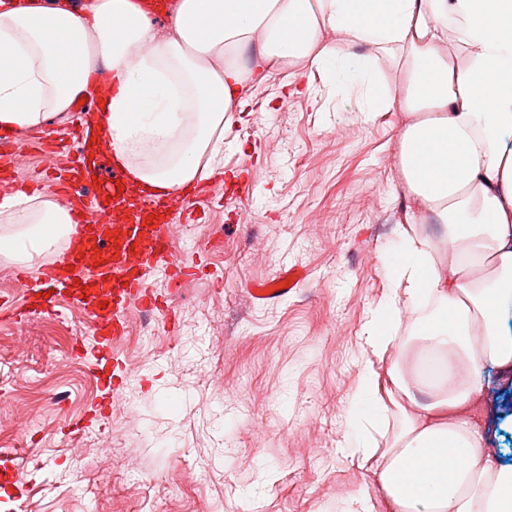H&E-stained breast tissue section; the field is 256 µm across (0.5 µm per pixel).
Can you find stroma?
Instances as JSON below:
<instances>
[{"instance_id": "35a3bbf8", "label": "stroma", "mask_w": 512, "mask_h": 512, "mask_svg": "<svg viewBox=\"0 0 512 512\" xmlns=\"http://www.w3.org/2000/svg\"><path fill=\"white\" fill-rule=\"evenodd\" d=\"M239 95L224 163L254 155L259 186L233 210L173 224L174 255L206 254L164 312L131 309L114 346L132 370L111 415L94 334L78 310L0 319V453L28 473L0 512H350L379 476L394 417L364 401L362 350L388 294L410 204L399 172L405 113L366 111L361 82L301 64ZM305 281L270 304L249 293L280 269ZM492 460L512 465V367H492L472 416Z\"/></svg>"}]
</instances>
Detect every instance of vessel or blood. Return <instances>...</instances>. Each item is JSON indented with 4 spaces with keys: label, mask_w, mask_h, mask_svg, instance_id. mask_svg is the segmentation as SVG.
Returning a JSON list of instances; mask_svg holds the SVG:
<instances>
[{
    "label": "vessel or blood",
    "mask_w": 512,
    "mask_h": 512,
    "mask_svg": "<svg viewBox=\"0 0 512 512\" xmlns=\"http://www.w3.org/2000/svg\"><path fill=\"white\" fill-rule=\"evenodd\" d=\"M99 92L96 86L82 91L83 102L71 111L65 126L28 138L15 132L0 135V183L17 180V151L22 144H31L48 160L52 192L68 203L72 218L60 245L37 273L19 268L17 278L27 292V304L11 318L18 322L36 312H56L62 299L80 305L95 330L97 361L110 367V379L125 380L130 373L113 362L112 347L127 332V312L133 306L157 308L147 280L159 269L167 277L169 297H177L190 263L174 257L169 228L198 221L200 207L212 196L203 183L190 195L175 190L142 197L127 172L110 163L106 148L97 164L89 165L80 146L81 121L97 108ZM89 166L102 174L101 184L82 177ZM303 277V270L293 266L274 280L255 284L250 293L267 303L295 290ZM22 473L16 456L0 457V488L16 487Z\"/></svg>",
    "instance_id": "vessel-or-blood-1"
}]
</instances>
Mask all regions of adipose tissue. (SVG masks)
<instances>
[{"instance_id":"adipose-tissue-1","label":"adipose tissue","mask_w":512,"mask_h":512,"mask_svg":"<svg viewBox=\"0 0 512 512\" xmlns=\"http://www.w3.org/2000/svg\"><path fill=\"white\" fill-rule=\"evenodd\" d=\"M174 35L157 41L136 0H89L83 14L0 0V130L69 111L108 61L96 113L111 159L145 190L164 193L211 177L224 158L248 48L346 72L349 52L398 55L400 91L372 100L410 121L400 173L416 213L445 232L403 230V259L381 319L420 312L414 336L367 339L385 371L367 369L361 395L392 407L398 430L370 449L389 512H512V466L489 460L469 419L487 364H512L500 316L512 303V0H178ZM456 34L459 52L448 48ZM22 232L0 255L27 262L52 252L68 213L40 193L0 203Z\"/></svg>"}]
</instances>
